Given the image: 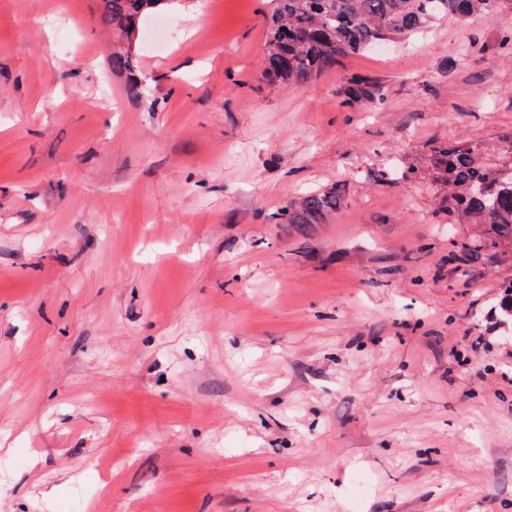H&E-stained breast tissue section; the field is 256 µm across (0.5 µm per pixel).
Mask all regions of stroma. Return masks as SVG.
I'll use <instances>...</instances> for the list:
<instances>
[{
  "instance_id": "1",
  "label": "stroma",
  "mask_w": 512,
  "mask_h": 512,
  "mask_svg": "<svg viewBox=\"0 0 512 512\" xmlns=\"http://www.w3.org/2000/svg\"><path fill=\"white\" fill-rule=\"evenodd\" d=\"M268 8L176 0L129 75L99 0H0V512H512L497 290L430 188L365 178L512 129V57L459 59L512 0L301 87ZM331 183L328 223L261 222ZM388 98L386 89L359 74L349 79V86L343 104L347 107L355 106L361 102H368L377 108H382Z\"/></svg>"
}]
</instances>
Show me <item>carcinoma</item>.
<instances>
[{
    "instance_id": "cac0c4a2",
    "label": "carcinoma",
    "mask_w": 512,
    "mask_h": 512,
    "mask_svg": "<svg viewBox=\"0 0 512 512\" xmlns=\"http://www.w3.org/2000/svg\"><path fill=\"white\" fill-rule=\"evenodd\" d=\"M100 20L136 43L140 23L174 0H101ZM500 0H271L267 16L264 75L271 82L301 87L343 58L359 55L401 36L423 31L439 20L468 21L492 12ZM386 89L354 74L343 104L385 105ZM401 175L434 186L437 209L448 215V275L466 273L483 262L512 267V130L496 139L461 142L442 139L429 146L426 165L398 172L371 171L376 181ZM331 187L290 201L265 220L304 227L322 224L341 207ZM471 227L458 236L454 227ZM498 313L512 315V271L497 278Z\"/></svg>"
}]
</instances>
